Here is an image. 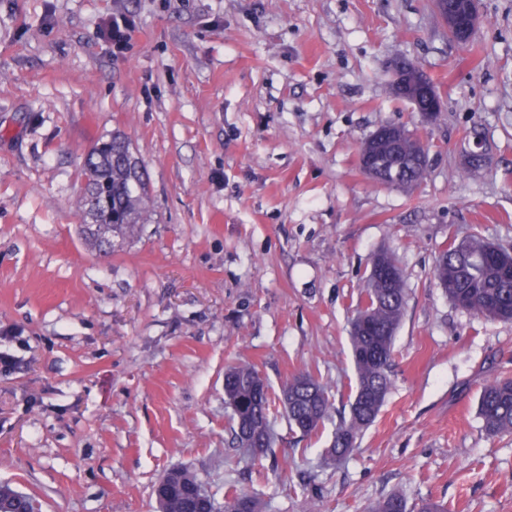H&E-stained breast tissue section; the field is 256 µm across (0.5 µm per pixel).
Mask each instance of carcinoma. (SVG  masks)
<instances>
[{
    "label": "carcinoma",
    "instance_id": "cac0c4a2",
    "mask_svg": "<svg viewBox=\"0 0 512 512\" xmlns=\"http://www.w3.org/2000/svg\"><path fill=\"white\" fill-rule=\"evenodd\" d=\"M427 149L412 133L398 156L406 180H421L427 163L420 156ZM84 185L79 201L80 232L100 252H112L117 238L130 233L147 219L146 171L120 130L98 142L81 166ZM453 238L436 260L434 274L445 287L448 299L466 300L467 312L501 321H512V273L506 274L488 253L490 243L473 233L462 244ZM366 304L357 309L350 327L351 354L356 386L349 400V417L340 421L328 452L342 458L353 448L359 433L379 415L392 385L390 368L394 340L402 320L407 293L404 274L396 268L389 280L370 272ZM224 394L234 405L233 444L251 448L253 455L275 454L269 386L248 363H236L224 372ZM287 397L284 413L290 429L304 437L316 434L332 403L327 387L309 373H299L282 384ZM478 411L491 434H512V379L483 384ZM219 512H257V504L242 488L230 484L224 491ZM366 512H407V504L390 494L368 506Z\"/></svg>",
    "mask_w": 512,
    "mask_h": 512
}]
</instances>
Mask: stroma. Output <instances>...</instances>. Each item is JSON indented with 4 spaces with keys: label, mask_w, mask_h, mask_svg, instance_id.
<instances>
[{
    "label": "stroma",
    "mask_w": 512,
    "mask_h": 512,
    "mask_svg": "<svg viewBox=\"0 0 512 512\" xmlns=\"http://www.w3.org/2000/svg\"><path fill=\"white\" fill-rule=\"evenodd\" d=\"M468 47L431 0H0V483L40 512H155L189 469L262 512H512V435L486 432L485 381L512 377V322L456 308L434 276L451 236L512 248V0H478ZM126 23L122 47L102 33ZM417 62L436 119L392 96ZM429 149L425 177L375 183L382 124ZM478 127L489 165L467 173ZM124 131L149 211L111 254L78 232L82 160ZM395 255L407 305L393 385L340 462L326 460L356 375L349 322L370 259ZM279 394L310 372L333 406L275 453L237 461L224 371ZM189 473L186 469L180 467H172L167 469L159 481L155 485L154 494L158 504V511H163V505L168 500V492L174 487H185L192 494L197 495L199 498L208 496L209 490L196 480H190L187 475Z\"/></svg>",
    "instance_id": "stroma-1"
}]
</instances>
